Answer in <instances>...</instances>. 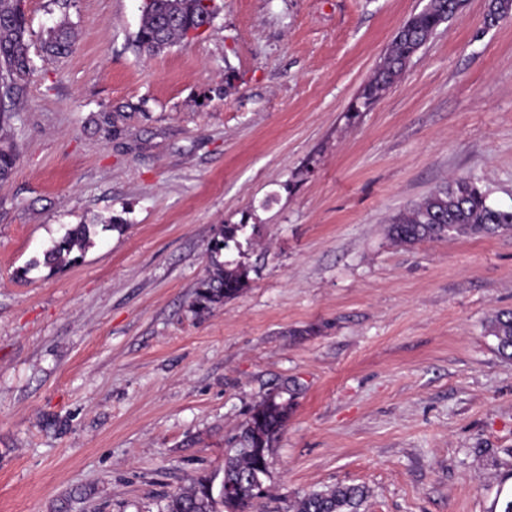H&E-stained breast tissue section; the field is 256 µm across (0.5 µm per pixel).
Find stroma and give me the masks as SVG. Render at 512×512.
I'll list each match as a JSON object with an SVG mask.
<instances>
[{
  "mask_svg": "<svg viewBox=\"0 0 512 512\" xmlns=\"http://www.w3.org/2000/svg\"><path fill=\"white\" fill-rule=\"evenodd\" d=\"M426 2L223 0L147 56L142 0H27L31 55L60 19L76 40L24 80L0 183V512H156L269 396L291 410L258 512L339 485L368 488L361 512L512 494V359L485 332L512 310V233L387 235L452 176L512 206V16L464 0L351 109ZM222 224L253 237L249 285L197 315ZM98 225H102L105 230L107 228L120 229L121 227V224H112V220L108 224H76L67 230L61 240L55 242L44 252L43 265L54 267L77 261L80 256L71 257L72 253L75 249L82 252L91 243L92 229Z\"/></svg>",
  "mask_w": 512,
  "mask_h": 512,
  "instance_id": "obj_1",
  "label": "stroma"
}]
</instances>
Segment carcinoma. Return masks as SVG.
<instances>
[{"label": "carcinoma", "instance_id": "1", "mask_svg": "<svg viewBox=\"0 0 512 512\" xmlns=\"http://www.w3.org/2000/svg\"><path fill=\"white\" fill-rule=\"evenodd\" d=\"M464 0H428L396 33L384 62L360 93L363 104L373 102L401 75L407 61L435 31L455 17ZM215 0H142V15L132 46L139 53L160 52L187 38L191 29L213 21ZM512 14V0H489L487 16L501 21ZM74 32L62 18L45 31L42 50L50 58L70 52ZM35 70L30 55L25 0H0V181L8 180L17 164L14 143L4 133L11 127L14 106L22 92L19 83ZM94 225L76 224L43 254V265L58 266L78 260L73 252L91 243ZM243 224L223 225L212 241L211 261L197 283L191 308L205 313L239 296L248 286V269L236 259L220 261L231 248ZM512 232V208L494 205L488 193L466 177L454 178L396 213L388 235L402 245L442 238L484 237ZM486 331L498 352L512 358V311H498L487 321ZM289 406L274 397L256 404L227 449L223 475L202 477L165 497L158 512H254L278 439L288 421ZM368 490L364 486H336L312 491L296 500L292 512H359Z\"/></svg>", "mask_w": 512, "mask_h": 512}]
</instances>
